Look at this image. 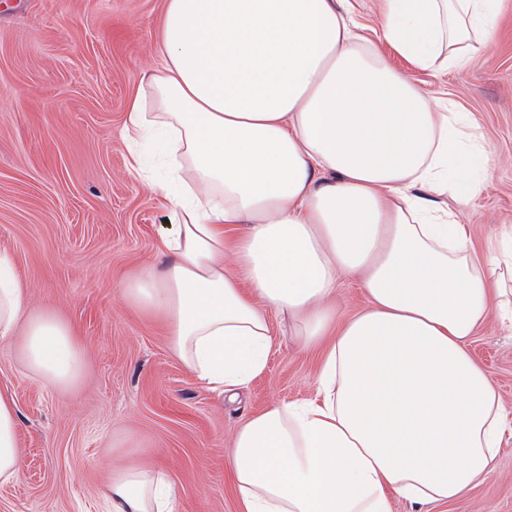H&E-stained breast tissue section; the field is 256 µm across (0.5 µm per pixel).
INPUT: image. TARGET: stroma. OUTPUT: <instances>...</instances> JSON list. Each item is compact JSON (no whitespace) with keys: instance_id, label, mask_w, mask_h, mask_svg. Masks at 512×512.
<instances>
[{"instance_id":"1","label":"stroma","mask_w":512,"mask_h":512,"mask_svg":"<svg viewBox=\"0 0 512 512\" xmlns=\"http://www.w3.org/2000/svg\"><path fill=\"white\" fill-rule=\"evenodd\" d=\"M164 0H0V250L31 309L75 329L85 371L58 391L0 344V385L18 410L20 477L0 485V512H104L114 466L163 467L176 512H237L226 460L237 427L275 402L310 398L319 359L285 336L235 399L202 387L172 354L161 319L130 309L120 285L159 262L162 191L128 171L121 137L139 72L159 62ZM390 64L469 112L490 151L484 189L462 209L477 254L512 225V0L494 45L439 74L395 52ZM470 353L512 414V329L497 318ZM430 512H512V428L493 469Z\"/></svg>"}]
</instances>
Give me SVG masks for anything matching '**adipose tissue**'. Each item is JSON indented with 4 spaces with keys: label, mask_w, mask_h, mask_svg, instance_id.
Returning <instances> with one entry per match:
<instances>
[{
    "label": "adipose tissue",
    "mask_w": 512,
    "mask_h": 512,
    "mask_svg": "<svg viewBox=\"0 0 512 512\" xmlns=\"http://www.w3.org/2000/svg\"><path fill=\"white\" fill-rule=\"evenodd\" d=\"M500 0H380L377 39L350 0H165L161 67L143 70L122 139L130 171L165 140L169 229L160 267L122 285L160 317L203 386L235 394L276 342L270 317L322 362L313 399L275 403L236 432L227 466L238 512H390L457 500L492 468L507 425L468 351L491 316L512 324V229L484 256L459 204L490 154L468 113L388 63L466 67L493 44ZM234 269H227V259ZM367 304L338 318L342 275ZM66 389L84 370L73 326L32 314L0 251V342ZM17 407L0 390V484L19 474ZM111 512H175L157 466L114 467Z\"/></svg>",
    "instance_id": "ef3b65f1"
}]
</instances>
